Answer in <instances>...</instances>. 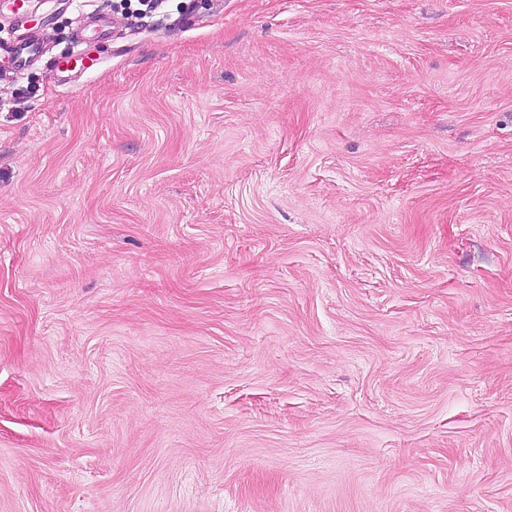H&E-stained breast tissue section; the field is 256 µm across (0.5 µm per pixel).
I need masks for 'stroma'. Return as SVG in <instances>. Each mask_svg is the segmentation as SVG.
I'll use <instances>...</instances> for the list:
<instances>
[{"label": "stroma", "mask_w": 512, "mask_h": 512, "mask_svg": "<svg viewBox=\"0 0 512 512\" xmlns=\"http://www.w3.org/2000/svg\"><path fill=\"white\" fill-rule=\"evenodd\" d=\"M0 6V512H512V0ZM44 54V47L35 31L25 29L13 36H0V60L11 62L15 74L20 73L25 65L40 60ZM85 44V37L83 31L77 33L75 38V46L72 51L65 55H59L52 59L50 66L56 73L67 75L63 76L71 80L72 76L77 73L92 71L97 68V59L89 57L85 52L83 46ZM78 63H80L79 68Z\"/></svg>", "instance_id": "1"}]
</instances>
